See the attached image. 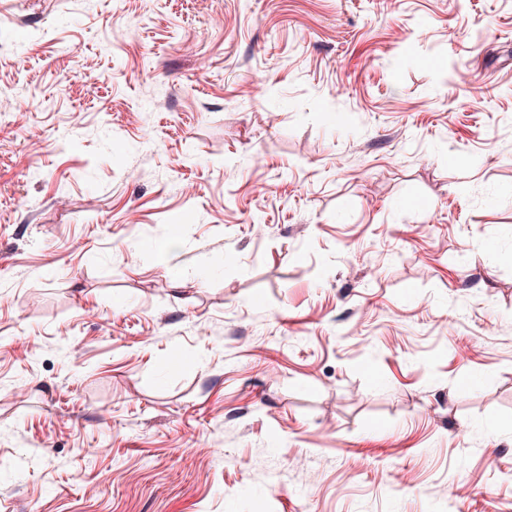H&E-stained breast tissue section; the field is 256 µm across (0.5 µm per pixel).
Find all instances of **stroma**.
Instances as JSON below:
<instances>
[{"label": "stroma", "mask_w": 512, "mask_h": 512, "mask_svg": "<svg viewBox=\"0 0 512 512\" xmlns=\"http://www.w3.org/2000/svg\"><path fill=\"white\" fill-rule=\"evenodd\" d=\"M0 98V512H512V0H0Z\"/></svg>", "instance_id": "obj_1"}]
</instances>
